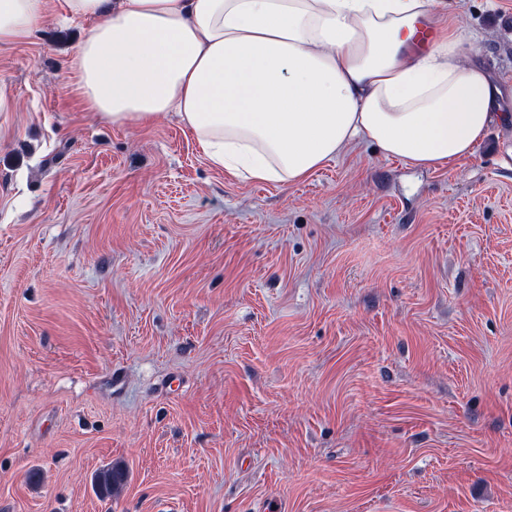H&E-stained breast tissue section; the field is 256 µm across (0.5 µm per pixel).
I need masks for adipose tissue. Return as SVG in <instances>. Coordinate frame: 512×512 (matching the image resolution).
<instances>
[{
	"label": "adipose tissue",
	"mask_w": 512,
	"mask_h": 512,
	"mask_svg": "<svg viewBox=\"0 0 512 512\" xmlns=\"http://www.w3.org/2000/svg\"><path fill=\"white\" fill-rule=\"evenodd\" d=\"M93 25L70 63L86 106L118 125L179 113L207 161L301 182L356 142L438 169L473 155L500 87L444 0H64ZM47 0H0V47Z\"/></svg>",
	"instance_id": "1"
}]
</instances>
